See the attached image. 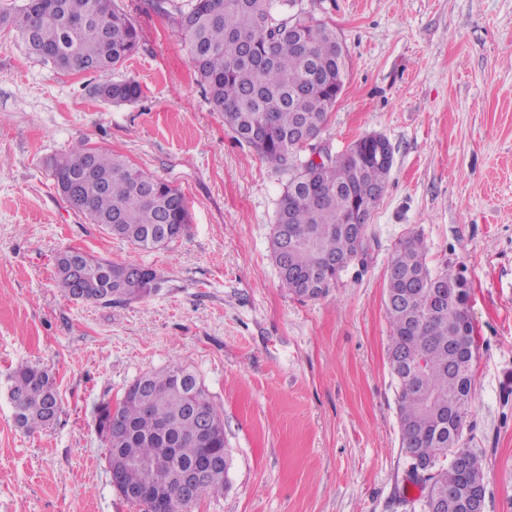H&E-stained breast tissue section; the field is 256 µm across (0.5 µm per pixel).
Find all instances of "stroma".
I'll return each instance as SVG.
<instances>
[{
	"label": "stroma",
	"instance_id": "obj_1",
	"mask_svg": "<svg viewBox=\"0 0 512 512\" xmlns=\"http://www.w3.org/2000/svg\"><path fill=\"white\" fill-rule=\"evenodd\" d=\"M141 47L114 71L63 72L0 27V512H142L112 486L95 409L141 375L186 365L224 420L227 484L189 512H416L384 306L396 241L467 281L475 394L461 444L485 471L484 512H512V0H304L348 54L336 107L305 155L370 133L394 153L364 261L296 297L271 255L288 171L211 111L183 42L152 0H116ZM133 79L115 105L91 93ZM101 146L186 197L191 224L143 252L70 208L46 161ZM79 248L154 268L160 291L113 307L68 298L57 255ZM56 379L59 410L28 434L9 372ZM92 94L115 104L136 102L142 95L140 84L133 79L98 84L92 87Z\"/></svg>",
	"mask_w": 512,
	"mask_h": 512
}]
</instances>
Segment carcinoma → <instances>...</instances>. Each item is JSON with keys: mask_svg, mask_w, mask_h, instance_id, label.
Here are the masks:
<instances>
[{"mask_svg": "<svg viewBox=\"0 0 512 512\" xmlns=\"http://www.w3.org/2000/svg\"><path fill=\"white\" fill-rule=\"evenodd\" d=\"M297 0H186L174 7V32L187 48L191 69L215 112L237 137L274 169L292 176L281 195L272 238V257L286 288L318 299L340 275L356 244L353 214L373 191L385 188L390 169L368 155L367 137L336 161L305 163L297 153L316 138L344 88L346 59L336 51V28L305 11L288 15ZM43 64L69 71L115 70L137 52V27L115 0H18L0 14ZM92 94L115 104L142 95L133 79L98 84ZM57 190L90 223L140 251L180 239L190 224L184 195L155 175L83 141L48 161ZM396 276L386 279L385 310L390 325L389 360L397 396L401 448L429 463L414 481L420 512L436 503L439 512H465L463 495L485 478L476 453L461 447L474 397V357L460 350L461 337L476 343L464 311L462 283L457 302H437L435 277L421 236L398 241L389 261ZM57 283L71 298L110 307L159 291L160 277L145 265L116 263L80 249L57 258ZM15 423L27 433L46 428L59 409L55 379L22 362L7 385ZM97 427L109 448V464L122 485L138 489L153 479L174 490L182 473L208 451H231L224 421L203 381L175 366L130 383L116 404L99 406ZM463 452L465 463H446ZM227 473L203 481L196 499L217 495Z\"/></svg>", "mask_w": 512, "mask_h": 512, "instance_id": "obj_1", "label": "carcinoma"}]
</instances>
